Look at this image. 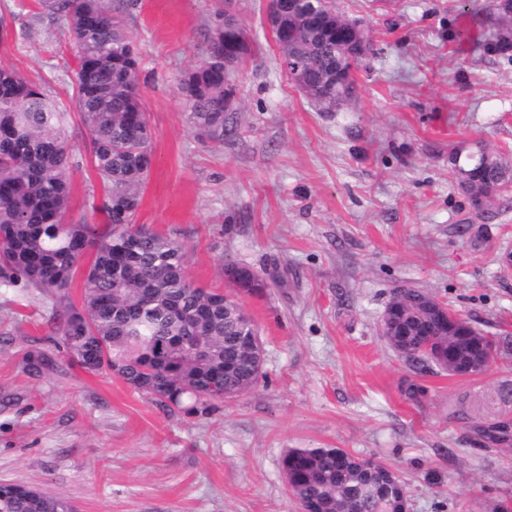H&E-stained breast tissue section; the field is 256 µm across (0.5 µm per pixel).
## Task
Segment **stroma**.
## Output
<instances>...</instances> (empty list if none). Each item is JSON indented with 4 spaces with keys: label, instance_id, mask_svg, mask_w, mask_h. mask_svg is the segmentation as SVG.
I'll return each mask as SVG.
<instances>
[{
    "label": "stroma",
    "instance_id": "obj_1",
    "mask_svg": "<svg viewBox=\"0 0 512 512\" xmlns=\"http://www.w3.org/2000/svg\"><path fill=\"white\" fill-rule=\"evenodd\" d=\"M140 56L151 167L136 224L187 252L189 278L230 293L225 266L268 283L242 296L264 348L256 388L208 416L172 413L60 353L50 301L0 286V482L32 484L77 512H301L282 459L341 448L394 470L409 512H512V441L474 443L453 415L512 412V356L484 374L421 371L380 322L415 288L491 336H512V198L476 216L448 176L453 145L512 156V62L483 56L463 28L488 0H336L373 52L354 98L333 112L285 72L266 0H235L250 54L229 77L223 143L193 127L178 81L208 56L215 0H121ZM0 65L66 112L75 158L66 219L104 225L105 189L76 107L69 30L37 0H0ZM46 357L32 370L30 360ZM416 384L423 395L409 397Z\"/></svg>",
    "mask_w": 512,
    "mask_h": 512
}]
</instances>
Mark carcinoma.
<instances>
[{"label": "carcinoma", "instance_id": "obj_1", "mask_svg": "<svg viewBox=\"0 0 512 512\" xmlns=\"http://www.w3.org/2000/svg\"><path fill=\"white\" fill-rule=\"evenodd\" d=\"M484 54L512 61V50L487 48L492 28L502 22L491 0ZM112 0H43L53 20L64 23L76 49L77 109L87 129L96 174L106 189L107 231L65 221L68 170L73 155L60 127L66 120L43 88L13 68L0 66V285L33 289L48 297L47 321L65 352L91 373H109L149 400L188 415H207L219 400L217 381L229 395L254 388L263 375L235 343L249 320L237 294L209 292L186 272V253L177 240L134 224L141 189L151 164L150 133L137 95L138 56L131 38L112 14ZM209 42L207 60L186 71L180 89L197 130L224 140V98L231 95L224 66L215 59L246 39L238 20L224 17ZM348 19L335 0H300L272 18L273 33L288 76L307 97L334 98L336 48L347 37ZM448 173L467 193L476 216L512 190V166L502 158L483 165L481 151L461 144L448 152ZM80 304L70 289L85 256ZM427 292L399 288L388 302L406 312ZM422 367L448 359L455 350L470 363L449 362L456 372L483 374L486 365L512 353V339L488 336L463 342L445 333L426 336L418 327L403 337ZM476 444L512 437V418L471 424ZM283 469L294 475L292 497L311 500L321 512H397L388 491L391 470L341 448H292ZM66 499L48 493L34 503L21 494L0 496V512H64Z\"/></svg>", "mask_w": 512, "mask_h": 512}]
</instances>
